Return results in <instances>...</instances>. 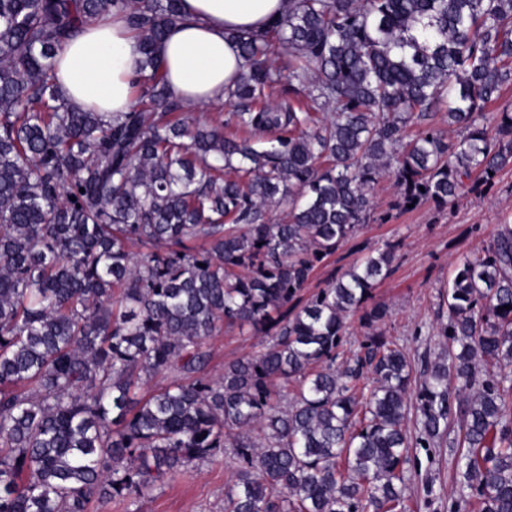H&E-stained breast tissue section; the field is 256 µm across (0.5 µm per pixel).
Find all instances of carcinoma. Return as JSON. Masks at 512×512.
Here are the masks:
<instances>
[{"instance_id":"1","label":"carcinoma","mask_w":512,"mask_h":512,"mask_svg":"<svg viewBox=\"0 0 512 512\" xmlns=\"http://www.w3.org/2000/svg\"><path fill=\"white\" fill-rule=\"evenodd\" d=\"M109 13L142 65L107 116L60 95L55 58ZM180 19L181 0H0V512H89L224 454V512H398L413 446L461 449L448 512H512V224L461 259L432 361L379 329L396 243L300 303L379 178L400 211L445 208L512 167V111H486L512 84V0H288L233 36L240 139L168 90ZM235 325L268 341L210 378L206 340Z\"/></svg>"}]
</instances>
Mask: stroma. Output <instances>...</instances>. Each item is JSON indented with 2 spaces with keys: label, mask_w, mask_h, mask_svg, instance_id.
Wrapping results in <instances>:
<instances>
[{
  "label": "stroma",
  "mask_w": 512,
  "mask_h": 512,
  "mask_svg": "<svg viewBox=\"0 0 512 512\" xmlns=\"http://www.w3.org/2000/svg\"><path fill=\"white\" fill-rule=\"evenodd\" d=\"M395 195L392 179L374 185V217L315 270L309 286L317 288L331 273L348 270L361 250L398 243L393 271L373 294L391 310L382 325L385 334L420 357L438 351L434 331L447 318L438 295L447 289L457 263L476 247L488 244L501 224L512 223V169L500 173L494 194L483 197L466 192L445 209L427 202L411 211L395 212L391 209ZM264 343L263 337L252 335L249 329L223 328L207 341L208 374L220 377L226 363L258 351ZM456 467L457 458L448 449H412L405 512H448ZM233 480L234 465L221 455L194 463L164 486L144 494L96 503L92 512H224V492Z\"/></svg>",
  "instance_id": "stroma-1"
}]
</instances>
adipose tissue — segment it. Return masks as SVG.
I'll return each mask as SVG.
<instances>
[{
	"mask_svg": "<svg viewBox=\"0 0 512 512\" xmlns=\"http://www.w3.org/2000/svg\"><path fill=\"white\" fill-rule=\"evenodd\" d=\"M288 9V0H184L183 17L159 47L170 91L190 105L223 101L241 72L234 33H253ZM57 86L65 100L99 112H125L141 54L125 22L83 29L58 56Z\"/></svg>",
	"mask_w": 512,
	"mask_h": 512,
	"instance_id": "1",
	"label": "adipose tissue"
}]
</instances>
